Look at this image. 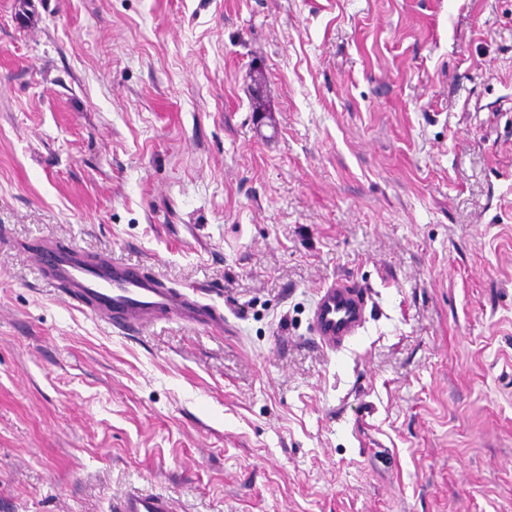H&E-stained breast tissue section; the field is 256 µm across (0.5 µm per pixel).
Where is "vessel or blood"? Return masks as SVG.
<instances>
[{
	"instance_id": "b4317fda",
	"label": "vessel or blood",
	"mask_w": 512,
	"mask_h": 512,
	"mask_svg": "<svg viewBox=\"0 0 512 512\" xmlns=\"http://www.w3.org/2000/svg\"><path fill=\"white\" fill-rule=\"evenodd\" d=\"M40 279L68 303L107 318L123 331H136L168 316L192 325L223 327L220 313L196 296L164 287L132 265L93 256L76 247L44 244L37 255ZM369 296L342 282L321 288L311 316V329L322 347L334 350L358 336L366 321ZM113 512H176L172 500L159 493L131 491Z\"/></svg>"
}]
</instances>
